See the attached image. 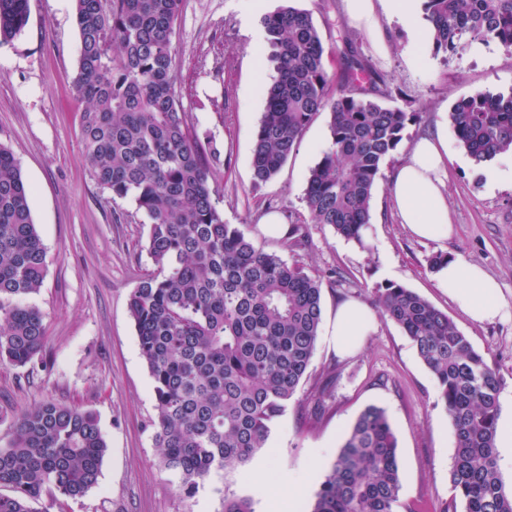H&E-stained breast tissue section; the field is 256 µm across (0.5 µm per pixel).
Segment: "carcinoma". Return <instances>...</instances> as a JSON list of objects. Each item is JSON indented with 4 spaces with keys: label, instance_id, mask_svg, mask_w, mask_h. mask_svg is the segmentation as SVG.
Wrapping results in <instances>:
<instances>
[{
    "label": "carcinoma",
    "instance_id": "cac0c4a2",
    "mask_svg": "<svg viewBox=\"0 0 512 512\" xmlns=\"http://www.w3.org/2000/svg\"><path fill=\"white\" fill-rule=\"evenodd\" d=\"M182 0H75L80 53L73 86L85 104L81 143L93 179L147 218L157 272L128 310L155 397L159 464L190 497L213 471L233 472L265 447L311 364L322 319L323 276L290 264L224 222L206 152L175 90L173 36ZM435 50L476 40L512 52V0H424ZM28 22V0H0V46ZM277 76L254 136L253 188L273 180L317 112L330 142L306 180L310 223L363 244L384 162L418 117L379 101L389 92L354 56L330 92L312 13L265 15ZM366 81L373 97L358 92ZM457 142L477 164L512 153V93H480L449 112ZM46 248L30 191L0 143V363L46 366L40 291ZM379 314L398 325L437 382L455 437L444 512H512L496 447L503 379L447 314L400 284L374 287ZM108 445L96 416L45 400L14 417L0 448V512H35L47 490L77 498L98 481ZM397 438L385 409L366 407L345 437L311 512H398ZM224 512H253L224 496Z\"/></svg>",
    "mask_w": 512,
    "mask_h": 512
}]
</instances>
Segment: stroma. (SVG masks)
I'll return each instance as SVG.
<instances>
[{
    "label": "stroma",
    "instance_id": "35a3bbf8",
    "mask_svg": "<svg viewBox=\"0 0 512 512\" xmlns=\"http://www.w3.org/2000/svg\"><path fill=\"white\" fill-rule=\"evenodd\" d=\"M245 0H182L173 46L176 91L190 130L205 146L226 223L236 225L288 263L325 273L322 314L344 298L372 305L374 288L413 289L452 319L502 379L504 419H512V321L472 322L439 288L429 258L443 253L482 266L512 303V182L490 184V167L512 156L475 163L448 140V206L454 233L442 242L414 238L393 208L390 176L420 137L449 133L447 115L478 93H512V55L494 43H472L456 54L435 51L424 14L413 41L399 19L381 17L383 45L348 17L343 0H267L268 11H310L326 50L334 84L346 80L347 54H357L391 92V104L418 113L396 152L385 161L371 201L364 244L329 226L312 224L303 201L306 178L330 140L329 116L307 127L280 173L252 187V145L274 76L270 50L254 57L244 21ZM29 21L0 46V143L17 159L30 187L33 222L47 249L40 292L30 297L43 314L46 367L0 368V441L14 412L45 400L93 412L108 443L96 485L83 497L45 493L37 512H224V497L258 500L257 483L315 471L324 480L345 434L370 405L385 409L395 430L404 512H444L452 491L454 437L436 383L401 328L376 318L353 353L339 356L319 336L294 402L272 425L265 448L240 470L215 471L192 497L158 465L152 420L155 398L128 300L154 265L144 245L148 226L128 200H112L90 175L80 138L83 105L73 90L79 36L73 0H29ZM281 213L308 227L310 245L291 251L263 236L264 213Z\"/></svg>",
    "mask_w": 512,
    "mask_h": 512
}]
</instances>
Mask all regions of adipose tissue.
<instances>
[{"label": "adipose tissue", "instance_id": "ef3b65f1", "mask_svg": "<svg viewBox=\"0 0 512 512\" xmlns=\"http://www.w3.org/2000/svg\"><path fill=\"white\" fill-rule=\"evenodd\" d=\"M348 16L373 37L380 38L379 14L414 20L415 0H344ZM397 215L409 232L431 241L449 239L454 231L448 209V137L440 134L418 140L405 163L390 176ZM441 288L476 323L512 319L499 283L477 264L449 260L435 273ZM375 316L357 300L336 306L330 319L329 342L337 353L356 350L372 331Z\"/></svg>", "mask_w": 512, "mask_h": 512}]
</instances>
